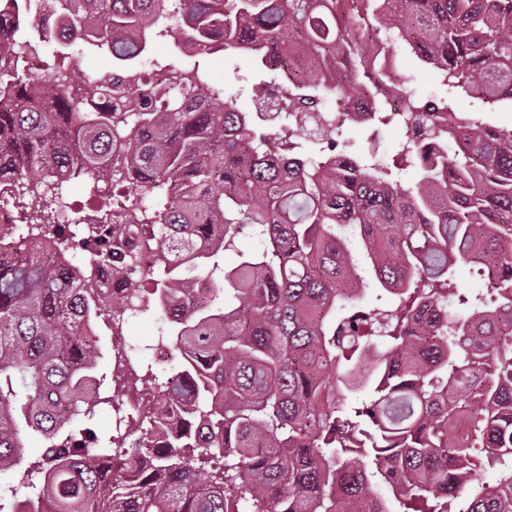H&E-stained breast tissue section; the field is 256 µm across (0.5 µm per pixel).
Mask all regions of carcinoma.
Returning <instances> with one entry per match:
<instances>
[{
    "instance_id": "1",
    "label": "carcinoma",
    "mask_w": 512,
    "mask_h": 512,
    "mask_svg": "<svg viewBox=\"0 0 512 512\" xmlns=\"http://www.w3.org/2000/svg\"><path fill=\"white\" fill-rule=\"evenodd\" d=\"M0 6L35 30L26 48L54 87L36 95L0 35V204L26 220L0 232V512L21 495L41 512H388L376 487L401 512H512V131L457 107L512 112V0ZM49 11L63 30L39 23ZM383 28L446 94L378 103L376 121L407 123L386 164L332 136L307 155L298 113L332 100L339 129L350 90L376 100L393 76L386 49L369 52ZM152 30L248 45L281 79L278 132L200 62L143 57ZM86 51L112 56L111 80H73ZM143 66L181 93L156 87L158 109L132 112ZM413 166L421 179L405 185ZM118 175L135 196L102 199L98 233L53 223L64 183ZM245 232L256 248L224 267ZM457 263L486 292L460 299L462 317L411 328L457 299ZM134 277L151 285L155 350L173 366L125 352L112 381L156 398L101 437L89 422L113 396L96 387L95 323L109 306L149 310L115 295ZM356 388L369 399L349 402ZM485 470L495 485L464 494Z\"/></svg>"
}]
</instances>
